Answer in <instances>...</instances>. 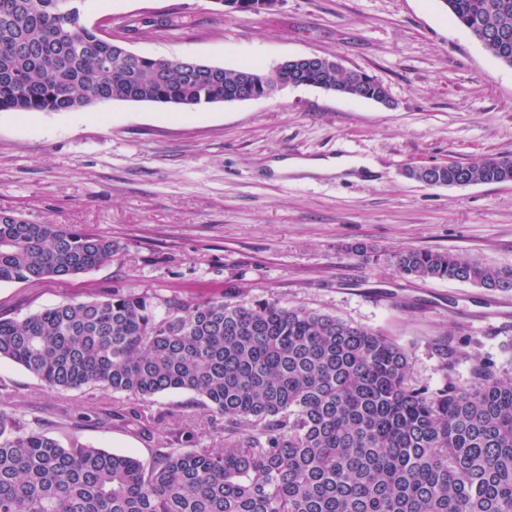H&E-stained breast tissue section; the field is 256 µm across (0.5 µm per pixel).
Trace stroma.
I'll list each match as a JSON object with an SVG mask.
<instances>
[{"label":"stroma","mask_w":512,"mask_h":512,"mask_svg":"<svg viewBox=\"0 0 512 512\" xmlns=\"http://www.w3.org/2000/svg\"><path fill=\"white\" fill-rule=\"evenodd\" d=\"M170 15L165 28L127 19ZM94 23L136 54L235 69H271L297 56L338 58L381 81L391 106L314 87L192 110L114 100L67 112L0 111V214L112 237L110 263L39 286L0 283V313L21 319L67 300L113 291L195 304L241 289L242 303L276 300L382 332L410 357L412 380L442 388L440 337L512 375V289L398 273L404 249L460 254L512 267V182L430 186L408 168L512 156V67L452 23L441 0H279L260 14L225 13L214 0H87ZM375 159L342 176L278 175L274 160ZM368 244L366 262L352 246ZM133 406L159 427L204 446L224 430L193 402L167 392L140 404L101 388L55 391L0 360V408L25 412L61 444L71 436L142 459L152 444L123 421Z\"/></svg>","instance_id":"obj_1"}]
</instances>
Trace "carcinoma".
Returning a JSON list of instances; mask_svg holds the SVG:
<instances>
[{
  "label": "carcinoma",
  "mask_w": 512,
  "mask_h": 512,
  "mask_svg": "<svg viewBox=\"0 0 512 512\" xmlns=\"http://www.w3.org/2000/svg\"><path fill=\"white\" fill-rule=\"evenodd\" d=\"M87 0H0V111H78L111 100L192 109L224 102L262 72L138 55L84 18ZM450 18L512 67V0H442ZM294 81L369 100L328 63ZM512 181V157L435 167L415 180ZM108 236L0 215V283L36 285L109 263ZM407 277L512 288V268L444 251L396 255ZM240 291L156 312L148 294L66 301L23 319L0 315V359L51 390L100 387L150 402L191 393L224 421V446L155 448L149 460L69 446L0 409V512H512V378L486 359L444 388L411 383L406 351L374 329ZM119 418L154 432L140 410Z\"/></svg>",
  "instance_id": "obj_1"
}]
</instances>
